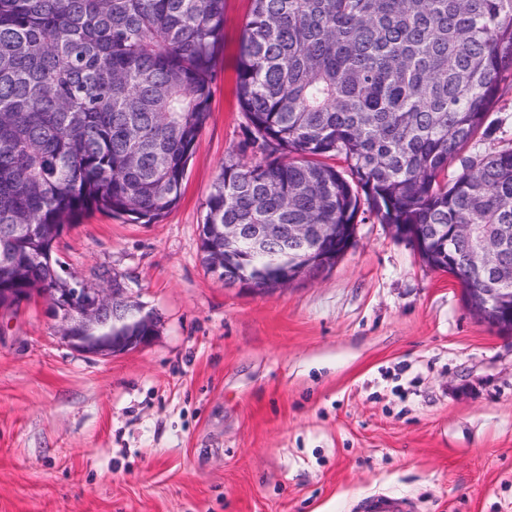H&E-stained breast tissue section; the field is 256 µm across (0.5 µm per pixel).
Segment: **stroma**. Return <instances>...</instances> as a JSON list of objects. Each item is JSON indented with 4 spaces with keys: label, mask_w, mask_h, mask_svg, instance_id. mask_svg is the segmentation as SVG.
Wrapping results in <instances>:
<instances>
[{
    "label": "stroma",
    "mask_w": 512,
    "mask_h": 512,
    "mask_svg": "<svg viewBox=\"0 0 512 512\" xmlns=\"http://www.w3.org/2000/svg\"><path fill=\"white\" fill-rule=\"evenodd\" d=\"M251 0H224L210 116L178 205L155 224L94 212L61 237V276L111 272L157 322L148 345L69 347L40 300L0 312V512H512V335L460 282L362 208L328 272L262 294L200 249L225 159H252L235 98ZM475 156L512 147V95ZM405 500L390 493L372 494L361 501V512H403Z\"/></svg>",
    "instance_id": "stroma-1"
}]
</instances>
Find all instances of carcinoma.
<instances>
[{
    "label": "carcinoma",
    "mask_w": 512,
    "mask_h": 512,
    "mask_svg": "<svg viewBox=\"0 0 512 512\" xmlns=\"http://www.w3.org/2000/svg\"><path fill=\"white\" fill-rule=\"evenodd\" d=\"M223 41L224 0H0V289L66 287L53 243L89 212L152 224L176 206ZM509 93L512 0H252L236 97L265 157L224 162L204 265L225 253L273 288L315 242L251 256L224 225H354L362 192L380 223L432 239L428 266L512 294V148L448 178ZM481 236L507 238L505 274L466 267Z\"/></svg>",
    "instance_id": "obj_1"
}]
</instances>
